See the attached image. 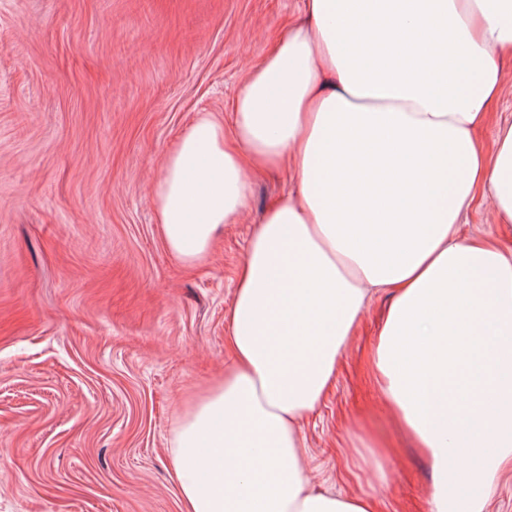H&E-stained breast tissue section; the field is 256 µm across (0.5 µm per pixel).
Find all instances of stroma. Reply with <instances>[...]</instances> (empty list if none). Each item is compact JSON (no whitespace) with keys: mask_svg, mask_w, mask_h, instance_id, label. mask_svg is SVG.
<instances>
[{"mask_svg":"<svg viewBox=\"0 0 512 512\" xmlns=\"http://www.w3.org/2000/svg\"><path fill=\"white\" fill-rule=\"evenodd\" d=\"M302 0H0V512H181L170 448L181 408L224 372V331L254 226L293 187L256 173L239 223L189 268L152 188L197 113L231 114ZM510 72L476 132L512 124ZM462 238L512 244L490 202ZM389 302L363 308L326 396L301 423L308 475L343 473L381 512H427L429 470L367 369ZM393 446L383 486L365 430Z\"/></svg>","mask_w":512,"mask_h":512,"instance_id":"stroma-1","label":"stroma"}]
</instances>
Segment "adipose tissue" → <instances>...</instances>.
Listing matches in <instances>:
<instances>
[{"instance_id": "1", "label": "adipose tissue", "mask_w": 512, "mask_h": 512, "mask_svg": "<svg viewBox=\"0 0 512 512\" xmlns=\"http://www.w3.org/2000/svg\"><path fill=\"white\" fill-rule=\"evenodd\" d=\"M303 14L250 69L232 126L198 113L154 188L169 250L194 265L246 209L251 169L294 178L237 270L224 377L177 417L182 512H377L372 493L307 479L299 423L379 289L392 300L371 377L429 461L428 512H483L512 471V248L459 224L480 193L512 224V125L493 154L474 138L506 80L512 0H303Z\"/></svg>"}]
</instances>
